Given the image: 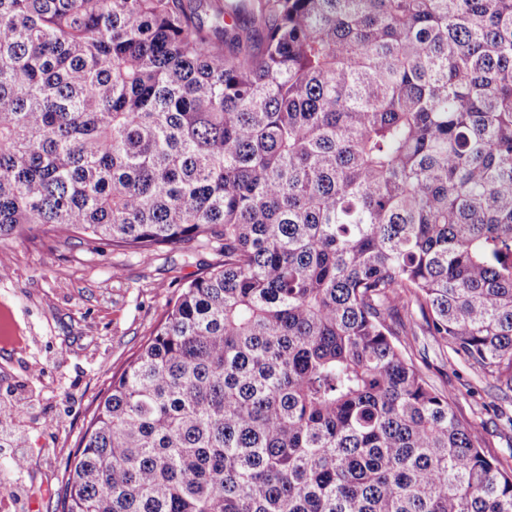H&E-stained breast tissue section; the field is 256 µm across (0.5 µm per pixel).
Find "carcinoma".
Returning <instances> with one entry per match:
<instances>
[{
  "label": "carcinoma",
  "mask_w": 512,
  "mask_h": 512,
  "mask_svg": "<svg viewBox=\"0 0 512 512\" xmlns=\"http://www.w3.org/2000/svg\"><path fill=\"white\" fill-rule=\"evenodd\" d=\"M40 230L224 255L57 512H512L406 350L512 390V0H0V240Z\"/></svg>",
  "instance_id": "cac0c4a2"
}]
</instances>
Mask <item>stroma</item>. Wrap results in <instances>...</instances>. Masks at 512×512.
Here are the masks:
<instances>
[{
  "instance_id": "stroma-1",
  "label": "stroma",
  "mask_w": 512,
  "mask_h": 512,
  "mask_svg": "<svg viewBox=\"0 0 512 512\" xmlns=\"http://www.w3.org/2000/svg\"><path fill=\"white\" fill-rule=\"evenodd\" d=\"M211 249L186 246L151 262L53 235L0 240V400L25 435L22 467L0 452V501L22 471L34 512H55L74 454L112 375L153 332L182 285L217 265ZM416 362L452 392L453 410L478 426L484 453L512 469V393L463 363H443L428 337L411 343Z\"/></svg>"
}]
</instances>
